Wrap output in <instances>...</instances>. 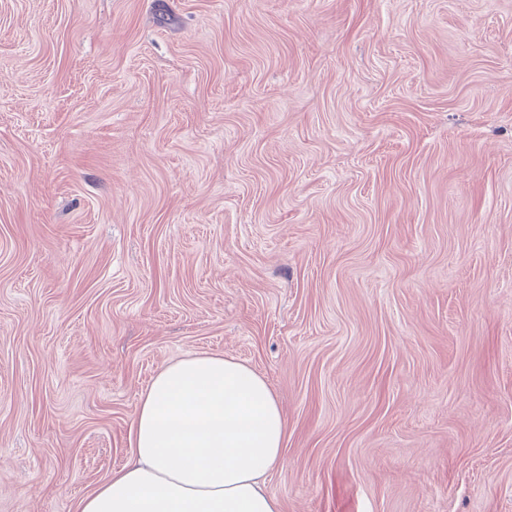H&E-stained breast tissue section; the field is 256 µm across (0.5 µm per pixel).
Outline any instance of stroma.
Instances as JSON below:
<instances>
[{
  "label": "stroma",
  "mask_w": 512,
  "mask_h": 512,
  "mask_svg": "<svg viewBox=\"0 0 512 512\" xmlns=\"http://www.w3.org/2000/svg\"><path fill=\"white\" fill-rule=\"evenodd\" d=\"M197 353L282 512H512V0H0V512Z\"/></svg>",
  "instance_id": "1"
}]
</instances>
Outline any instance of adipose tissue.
<instances>
[{"instance_id": "obj_1", "label": "adipose tissue", "mask_w": 512, "mask_h": 512, "mask_svg": "<svg viewBox=\"0 0 512 512\" xmlns=\"http://www.w3.org/2000/svg\"><path fill=\"white\" fill-rule=\"evenodd\" d=\"M288 434L266 381L200 354L163 367L140 395L126 464L76 512H281L266 488Z\"/></svg>"}]
</instances>
